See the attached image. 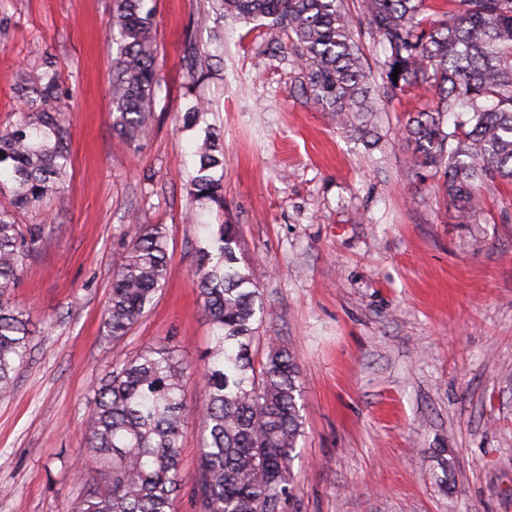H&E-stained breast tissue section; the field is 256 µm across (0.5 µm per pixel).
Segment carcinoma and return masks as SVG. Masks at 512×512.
<instances>
[{"label": "carcinoma", "instance_id": "carcinoma-1", "mask_svg": "<svg viewBox=\"0 0 512 512\" xmlns=\"http://www.w3.org/2000/svg\"><path fill=\"white\" fill-rule=\"evenodd\" d=\"M219 16L259 21L272 41L291 50L300 68L294 92L331 115L366 145L377 143L373 114L377 89L342 10V0H212ZM446 19L429 18V0H362L370 35L386 51L385 89L421 86L436 95L429 108L407 118L418 177L443 179L459 217L480 207V187L512 183V0H453ZM112 129L134 143L152 129L161 90L154 14L146 0H113ZM400 69L393 80L394 69ZM187 86L180 118L199 125L208 102ZM18 119L0 128V184L12 189L0 208V398L14 389V373L30 357L33 333L13 293L25 260L45 237L42 224L19 215L63 191L72 159L66 91L60 66L44 56L22 73ZM460 114L453 130L445 116ZM188 193L199 211L224 206V140L212 127L192 153ZM239 227L223 225L199 247L195 284L213 328V347L197 396L204 432L190 476L181 464L187 366L175 347L143 349L117 363L92 388L84 420L88 458L103 467L104 486L89 488L73 512H174L186 484L199 512H286L293 493L292 464L304 437L300 368L290 350L265 342L255 362L261 293L240 266ZM164 224H134L123 260L112 274L102 336L118 343L153 305L168 272Z\"/></svg>", "mask_w": 512, "mask_h": 512}]
</instances>
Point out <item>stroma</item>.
I'll list each match as a JSON object with an SVG mask.
<instances>
[{
  "mask_svg": "<svg viewBox=\"0 0 512 512\" xmlns=\"http://www.w3.org/2000/svg\"><path fill=\"white\" fill-rule=\"evenodd\" d=\"M148 2L163 83L152 134L130 145L108 116L112 0H0V127L17 118L19 76L50 54L72 148L63 196L20 216L48 233L15 290L34 340L0 399V512H73L98 482L82 427L116 360L168 339L196 382L211 326L195 246L226 222L264 298L259 335L301 369L287 512H512V184H487L460 222L401 134L430 91L382 93L370 152L294 93V56L258 23L225 19L218 43L192 25L211 0ZM188 37L212 57L197 92L224 136V205L202 226L186 218L193 134L176 122ZM133 224L168 226L167 280L111 346L102 313Z\"/></svg>",
  "mask_w": 512,
  "mask_h": 512,
  "instance_id": "1",
  "label": "stroma"
}]
</instances>
